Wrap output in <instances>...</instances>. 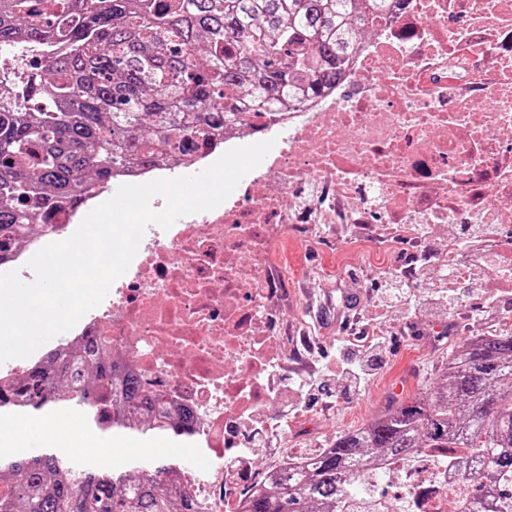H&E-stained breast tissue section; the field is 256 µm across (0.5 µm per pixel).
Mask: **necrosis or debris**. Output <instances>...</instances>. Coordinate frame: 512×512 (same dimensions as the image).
<instances>
[{
    "mask_svg": "<svg viewBox=\"0 0 512 512\" xmlns=\"http://www.w3.org/2000/svg\"><path fill=\"white\" fill-rule=\"evenodd\" d=\"M274 140L262 163L215 209L150 226L106 298L62 333L57 348L97 338L172 407L197 418L193 454L177 495L201 512H242L256 477L224 483V457L245 447L243 409L272 412L265 386L286 321L289 240L316 241L340 224H390L399 238L431 225L429 261L469 265L455 233L500 227L487 274H512V0H399L377 18L336 85L297 104L251 107L213 141L180 148L155 166L116 171L76 207L48 210V230L16 241L10 270L29 274L41 248L68 239L113 187L203 169L227 150ZM399 512L462 508L467 484L428 449L385 464Z\"/></svg>",
    "mask_w": 512,
    "mask_h": 512,
    "instance_id": "obj_1",
    "label": "necrosis or debris"
}]
</instances>
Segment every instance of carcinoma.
<instances>
[{
    "label": "carcinoma",
    "mask_w": 512,
    "mask_h": 512,
    "mask_svg": "<svg viewBox=\"0 0 512 512\" xmlns=\"http://www.w3.org/2000/svg\"><path fill=\"white\" fill-rule=\"evenodd\" d=\"M397 0H0V47L23 35L67 50L37 84L28 112L0 103V263L12 242L46 224V204L75 202L112 171L150 165L189 140L209 141L245 120L233 102L271 107L336 84L364 33ZM48 203H42V196ZM80 402L106 434L193 437L131 369L116 373L97 339L45 357L24 383L0 384V416ZM425 448L462 453L453 464L478 503L462 512H512V331L468 338L439 384L395 401L300 466L282 470L243 512H391L363 499L375 457ZM128 462L103 472L62 452L0 449V512H200L171 495L178 464Z\"/></svg>",
    "instance_id": "1"
}]
</instances>
